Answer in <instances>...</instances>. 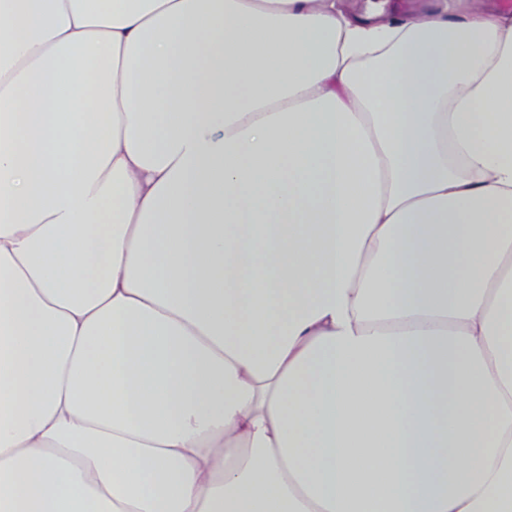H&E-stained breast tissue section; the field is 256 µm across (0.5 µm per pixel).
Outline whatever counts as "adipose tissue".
<instances>
[{
  "instance_id": "adipose-tissue-1",
  "label": "adipose tissue",
  "mask_w": 512,
  "mask_h": 512,
  "mask_svg": "<svg viewBox=\"0 0 512 512\" xmlns=\"http://www.w3.org/2000/svg\"><path fill=\"white\" fill-rule=\"evenodd\" d=\"M0 0V512H512V13Z\"/></svg>"
}]
</instances>
